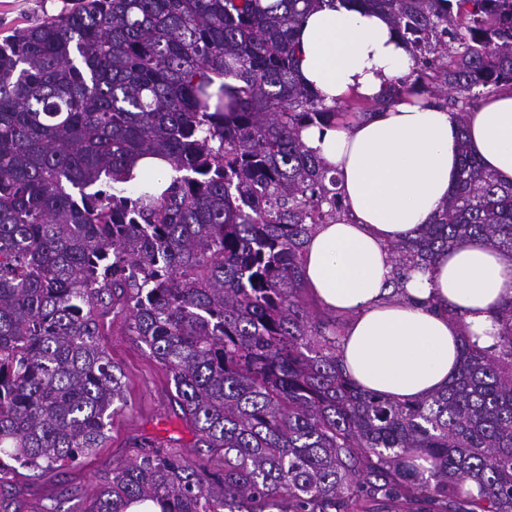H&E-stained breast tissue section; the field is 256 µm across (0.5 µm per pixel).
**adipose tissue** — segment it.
Segmentation results:
<instances>
[{"instance_id": "adipose-tissue-1", "label": "adipose tissue", "mask_w": 512, "mask_h": 512, "mask_svg": "<svg viewBox=\"0 0 512 512\" xmlns=\"http://www.w3.org/2000/svg\"><path fill=\"white\" fill-rule=\"evenodd\" d=\"M301 81L326 104L374 100L409 74V46L381 13L311 12L295 33ZM456 113L415 96L346 125L300 133L334 174L347 217L318 225L305 245L307 286L324 308L343 313L340 360L362 389L417 399L446 389L462 337L496 342L492 311L512 298V255L463 242L393 290L394 244L419 237L453 189L459 168ZM463 127L472 152L512 182V88L483 99Z\"/></svg>"}]
</instances>
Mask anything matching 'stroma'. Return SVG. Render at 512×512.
<instances>
[{
    "label": "stroma",
    "instance_id": "stroma-1",
    "mask_svg": "<svg viewBox=\"0 0 512 512\" xmlns=\"http://www.w3.org/2000/svg\"><path fill=\"white\" fill-rule=\"evenodd\" d=\"M67 5L68 0H0V38L40 17L58 14ZM101 343L122 371L126 407L114 417L103 447L80 464L49 471L17 468L0 494L12 499L18 512H34L45 499L54 502L58 512H86L98 494L99 473L134 457L130 443L142 434L161 440L183 437L188 446L182 454L192 461L206 454L205 449L191 447V434L174 414L166 367L144 344L125 335L120 325H106Z\"/></svg>",
    "mask_w": 512,
    "mask_h": 512
}]
</instances>
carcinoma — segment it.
I'll return each instance as SVG.
<instances>
[{
  "label": "carcinoma",
  "mask_w": 512,
  "mask_h": 512,
  "mask_svg": "<svg viewBox=\"0 0 512 512\" xmlns=\"http://www.w3.org/2000/svg\"><path fill=\"white\" fill-rule=\"evenodd\" d=\"M338 2L389 17L415 82L368 107L300 82L295 29ZM504 85L512 0H76L1 40L0 485L106 441L125 405L110 313L167 368L194 441L134 438L87 512H512V300L493 347L462 338L444 391L359 389L340 318L305 300L307 238L345 207L300 139L411 94L459 112L455 188L393 246L397 291L471 237L512 254V183L463 138ZM145 157L177 173L158 195L127 188Z\"/></svg>",
  "instance_id": "carcinoma-1"
}]
</instances>
